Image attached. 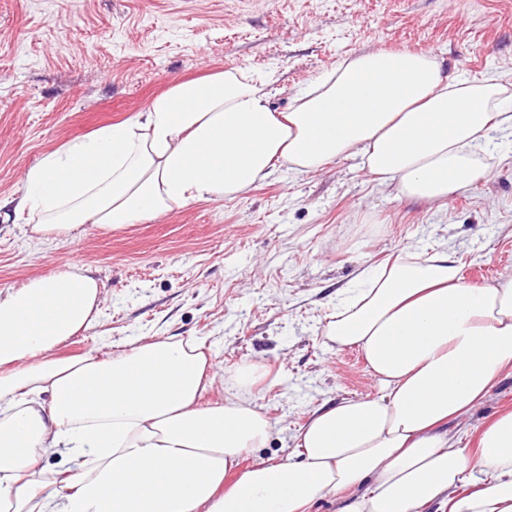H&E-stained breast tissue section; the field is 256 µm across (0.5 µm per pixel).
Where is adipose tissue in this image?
<instances>
[{"mask_svg":"<svg viewBox=\"0 0 512 512\" xmlns=\"http://www.w3.org/2000/svg\"><path fill=\"white\" fill-rule=\"evenodd\" d=\"M496 129L512 130V86L449 76L427 52L345 58L285 112L227 68L174 80L134 118L61 145L0 211L45 237L125 229L353 150L403 196L442 202L492 168ZM359 278L324 336L362 353L382 394L325 403L296 455L246 467L276 428L250 394L259 364H240L223 402L205 405L211 365L193 339L56 356L98 304L83 265L0 290V512H310L325 496L340 512H512V411L473 448L448 431L512 375V274L474 285L447 251L405 247ZM53 449L64 468L44 465Z\"/></svg>","mask_w":512,"mask_h":512,"instance_id":"adipose-tissue-1","label":"adipose tissue"}]
</instances>
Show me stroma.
I'll return each instance as SVG.
<instances>
[{"mask_svg":"<svg viewBox=\"0 0 512 512\" xmlns=\"http://www.w3.org/2000/svg\"><path fill=\"white\" fill-rule=\"evenodd\" d=\"M371 49L425 51L452 76L512 83V0H0V197L20 198L26 168L132 118L174 79L238 67L266 79L282 112L311 80ZM492 141L504 160L443 204L405 198L352 151L124 230L86 224L65 242L0 217V290L83 264L99 304L57 356L191 337L214 363L206 404L223 400L242 361L260 363L252 393L277 427L241 463L273 460L326 400L381 392L358 350L323 336L361 269L408 245L448 249L473 284L512 273V133ZM505 409L512 376L461 420L463 440Z\"/></svg>","mask_w":512,"mask_h":512,"instance_id":"stroma-1","label":"stroma"}]
</instances>
